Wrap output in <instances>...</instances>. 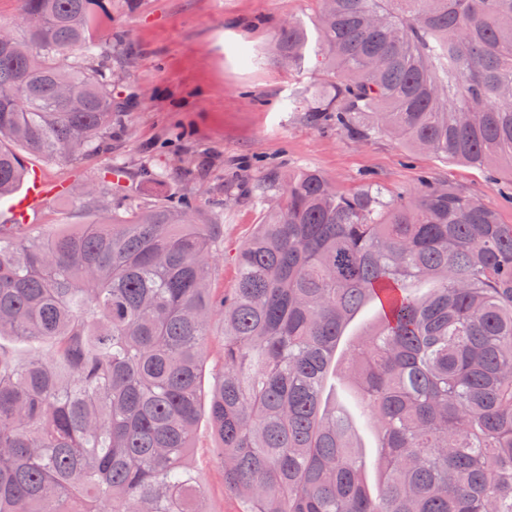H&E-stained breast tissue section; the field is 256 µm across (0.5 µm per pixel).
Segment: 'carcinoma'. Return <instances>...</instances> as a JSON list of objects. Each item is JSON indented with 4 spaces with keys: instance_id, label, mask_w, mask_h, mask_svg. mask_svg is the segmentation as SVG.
<instances>
[{
    "instance_id": "obj_1",
    "label": "carcinoma",
    "mask_w": 512,
    "mask_h": 512,
    "mask_svg": "<svg viewBox=\"0 0 512 512\" xmlns=\"http://www.w3.org/2000/svg\"><path fill=\"white\" fill-rule=\"evenodd\" d=\"M317 40L281 27L270 54L316 56L332 81L314 125L512 171V0H319ZM0 25V198L41 160L112 149L111 0H19ZM109 166L75 231L0 224V512H206L189 464L211 322L224 357L208 417L245 512H512V224L427 176L412 199L289 174L211 288L224 213L189 198L112 208ZM437 287L417 295L409 283ZM371 332L339 365L358 413L323 406L345 323ZM381 485L366 488L356 415ZM377 316V309L374 306L365 307L354 319L347 325L344 336L339 344L336 353V359L339 360L344 354L349 342L355 338L362 336L367 327L374 321Z\"/></svg>"
}]
</instances>
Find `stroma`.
Returning <instances> with one entry per match:
<instances>
[{"mask_svg": "<svg viewBox=\"0 0 512 512\" xmlns=\"http://www.w3.org/2000/svg\"><path fill=\"white\" fill-rule=\"evenodd\" d=\"M318 0H112V149L93 161L61 165L40 162L47 177L84 187L103 166L127 172L126 196L152 203L168 195L196 201L201 221L214 203L224 205V249L215 261L212 285L232 290L233 255L263 223L258 200L270 173L312 169L336 188L381 186L410 198L432 176L491 204L512 224V170L496 175L445 157L415 152L387 136L359 141L332 125L316 126L306 114L308 94L330 78L315 63L289 71L267 55L288 22L313 28ZM165 171L161 182L141 180L142 166ZM70 195L52 201L43 224H85L88 210ZM218 441L207 416L195 430L193 464L207 490L209 512H243L224 488Z\"/></svg>", "mask_w": 512, "mask_h": 512, "instance_id": "obj_1", "label": "stroma"}]
</instances>
